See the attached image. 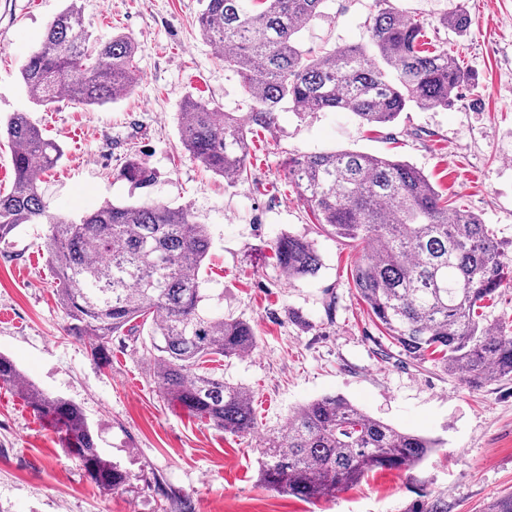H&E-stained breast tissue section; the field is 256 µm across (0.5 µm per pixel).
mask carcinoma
I'll return each mask as SVG.
<instances>
[{
    "label": "carcinoma",
    "instance_id": "1",
    "mask_svg": "<svg viewBox=\"0 0 512 512\" xmlns=\"http://www.w3.org/2000/svg\"><path fill=\"white\" fill-rule=\"evenodd\" d=\"M199 26L240 81L249 111L219 112L190 98L179 113L180 140L191 158L229 184L251 177L252 137L297 117L350 112L368 125L395 122L409 107L448 108L467 75L448 43L427 41L426 23L389 0L370 16L366 41L319 51L302 46V30L326 0H202ZM457 35L469 29L461 8L440 20ZM137 47L125 34L92 37L70 5L46 26L20 70L31 102L46 106L61 92L84 105H105L133 89ZM13 148L14 181L0 193V243L24 224H48L47 262L68 335L91 337L102 350L114 336L148 330L142 345L161 397L214 428L246 435L255 428L253 395L215 374L214 363L257 343L246 322L205 304L203 273L211 248L207 225L187 206L114 203L68 219L50 213L42 176L62 148L24 112L0 124ZM286 176L311 213L316 233L353 244L352 280L370 313L413 362H432L471 389L512 377V331L481 323L483 302L512 283V255L469 210L456 207L412 164L359 151L292 156ZM140 186L151 173L133 161L125 171ZM277 266L288 282L321 268L314 241L283 233ZM0 386H12L40 418L61 427L66 449L98 486L117 490L128 474L107 460L82 409L23 379L0 355ZM437 439L398 430L340 395L298 407L267 436L259 481L302 500L331 497L368 473H406ZM407 512H448V500L425 494Z\"/></svg>",
    "mask_w": 512,
    "mask_h": 512
}]
</instances>
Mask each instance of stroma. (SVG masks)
Here are the masks:
<instances>
[{"mask_svg": "<svg viewBox=\"0 0 512 512\" xmlns=\"http://www.w3.org/2000/svg\"><path fill=\"white\" fill-rule=\"evenodd\" d=\"M66 3L0 0V119L25 112L63 147L43 185L52 213L76 219L106 200L159 201L190 206L207 225L206 304L257 335L253 350L221 368L226 381L253 390L256 427L227 434L163 401L141 336L113 337L98 354L90 339L67 335L46 262L48 227L26 224L0 243V353L24 378L81 406L103 456L130 479L115 491L98 487L60 434L0 388V512H178L184 499L191 512H406L438 493L448 512H484L512 493V379L471 391L410 361L356 293V249L316 235L284 171L293 155H388L512 241V0H392L459 51L470 79L454 105L415 108L373 130L347 112H281L277 129L251 148L250 179L236 185L191 159L178 131L191 96L221 112L248 109L237 77L201 35V0H76L93 35L133 39L137 85L102 107L64 95L37 106L20 67ZM460 6L471 19L461 37L440 24ZM376 10L375 0H327L304 42H362ZM135 159L153 173L142 189L122 175ZM285 232L315 241L316 276L291 283L280 274L273 244ZM326 394L441 445L409 472L379 470L333 497L309 502L266 489L258 477L266 436Z\"/></svg>", "mask_w": 512, "mask_h": 512, "instance_id": "1", "label": "stroma"}]
</instances>
